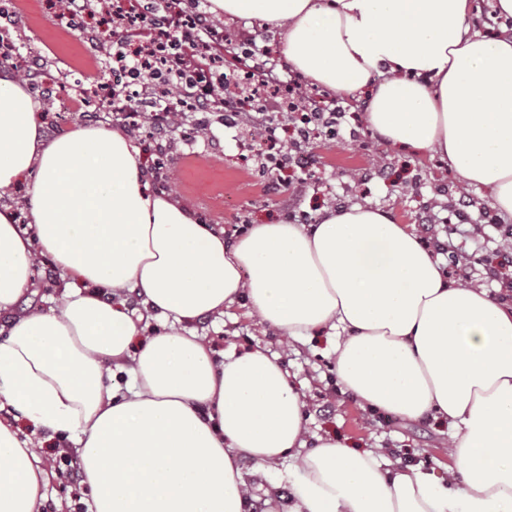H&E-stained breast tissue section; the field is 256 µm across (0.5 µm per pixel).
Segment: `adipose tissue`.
<instances>
[{
  "instance_id": "ef3b65f1",
  "label": "adipose tissue",
  "mask_w": 512,
  "mask_h": 512,
  "mask_svg": "<svg viewBox=\"0 0 512 512\" xmlns=\"http://www.w3.org/2000/svg\"><path fill=\"white\" fill-rule=\"evenodd\" d=\"M470 0H210L278 32L288 65L366 95L368 126L447 160L512 218V31L463 26ZM40 107L0 79V190L23 187L33 234L0 210V512H38L47 465L9 420L81 450L90 512H246L239 459L284 460L289 512H512V304L452 284L406 225L373 205L321 223L254 224L233 243L145 182L118 130L41 134ZM63 288L18 312L35 261ZM164 321L149 334L128 293ZM247 303L293 339L336 338V376L363 409L447 422L450 479L332 438L307 447L278 357L215 359L191 328Z\"/></svg>"
}]
</instances>
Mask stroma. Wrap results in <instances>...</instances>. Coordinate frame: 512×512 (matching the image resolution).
I'll list each match as a JSON object with an SVG mask.
<instances>
[{
    "instance_id": "35a3bbf8",
    "label": "stroma",
    "mask_w": 512,
    "mask_h": 512,
    "mask_svg": "<svg viewBox=\"0 0 512 512\" xmlns=\"http://www.w3.org/2000/svg\"><path fill=\"white\" fill-rule=\"evenodd\" d=\"M10 36L18 53L41 63V74L53 84L57 97L40 101L42 133L54 139L74 125L83 124L82 113L66 114L65 124H57L64 100L90 94L89 81L96 76L111 77L107 38L87 42L79 32L57 20L56 0H15ZM196 116L187 112L171 136L172 163L166 190L206 223L223 229L226 237L237 238L243 225L266 224L288 218L289 205L303 207L322 219L338 205L366 202L378 205L400 224L419 231L422 216L433 217L440 235L449 236L465 258L453 281L459 285L478 284L501 300L512 303V267L499 263L512 255V236L498 226L484 222V212L493 202L487 191L465 185L438 156L398 149L378 134H342L322 139L308 147L313 165L295 170L292 177L296 200L268 193L270 173L257 161L243 162L238 144L249 129L248 117H240L236 127L214 120L205 134L188 136ZM467 196L471 217L463 224H449L460 196ZM63 283L55 264L38 262L33 286L21 298L23 310L49 311ZM198 334L206 336L215 357L229 351L266 346L280 357L299 392L304 408L306 439L316 445L318 438L331 437L353 448H383L401 465L426 463L439 477H447L448 425L430 419L411 420L392 413L371 414L338 384L335 372V339L326 333L293 340L257 325L249 308L236 304L221 318L197 322ZM240 468L252 487L250 512H267L277 505L286 512L287 464L256 471L243 460Z\"/></svg>"
}]
</instances>
